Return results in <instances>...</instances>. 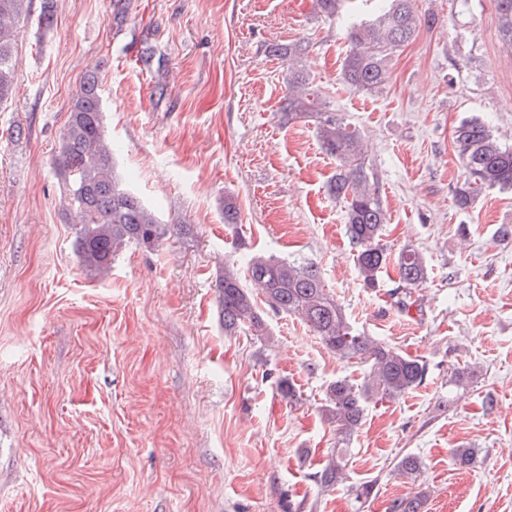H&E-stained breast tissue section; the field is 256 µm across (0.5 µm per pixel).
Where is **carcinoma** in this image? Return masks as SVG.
Wrapping results in <instances>:
<instances>
[{"label": "carcinoma", "instance_id": "carcinoma-1", "mask_svg": "<svg viewBox=\"0 0 512 512\" xmlns=\"http://www.w3.org/2000/svg\"><path fill=\"white\" fill-rule=\"evenodd\" d=\"M379 14L371 21L347 26L348 51L343 60V82L355 91H372L390 79L388 58L414 37L421 18L414 0H378ZM26 12V0H0V103L12 97L18 59L14 44L17 24ZM502 33L512 45V0H497ZM99 77L88 72L69 112L57 159L64 181L67 210L74 215L77 250L88 269L104 273L114 258L131 243L144 248L168 240L183 230L181 224H164L140 199L125 189L117 178L112 146L105 135ZM310 118L315 124L321 149L336 159V173L328 182V192L342 200L346 209L347 234L356 249L359 276L367 288H375L390 260L382 236L387 213L371 173L365 166L358 132L343 118L327 109L320 93L310 86L305 67H293L281 120L291 124ZM453 144L467 174L457 187L453 203L465 209L484 191L512 189V148L501 144L489 126L470 119L456 127ZM399 287L403 296L397 303L407 307V297L428 277L427 262L416 249L401 251L396 259ZM224 335L247 331L259 340L271 339L260 314L256 296L277 312L306 324L323 345L341 357L368 365L360 384L347 378L326 389L322 413L337 430L349 436L363 420L366 403L372 398L395 399L420 386L427 375V364L403 354L388 344L353 328L341 306L330 295L318 268L312 262L253 257L247 275L224 266L216 280ZM422 461L415 455L403 456L397 469L416 479ZM347 461L331 454L315 480L328 490L347 480ZM427 491L402 499L394 512H423Z\"/></svg>", "mask_w": 512, "mask_h": 512}]
</instances>
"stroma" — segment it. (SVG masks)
Returning <instances> with one entry per match:
<instances>
[{
  "instance_id": "stroma-1",
  "label": "stroma",
  "mask_w": 512,
  "mask_h": 512,
  "mask_svg": "<svg viewBox=\"0 0 512 512\" xmlns=\"http://www.w3.org/2000/svg\"><path fill=\"white\" fill-rule=\"evenodd\" d=\"M125 7L118 24L112 0H55L45 29L30 0L0 107V512H392L422 489L427 512H512V190L452 202L462 120L512 145L495 0H415L421 23L372 92L341 78L351 16L313 0ZM298 41L313 86L362 136L388 252L427 261L409 311L395 264L364 286L314 125L279 122L288 61L275 50ZM92 69L122 184L163 223L192 227L127 246L104 276L80 262L54 166ZM253 254L315 263L356 329L426 362L423 384L338 433L326 388L362 382L365 365L265 305L272 344L224 333L215 280ZM285 378L300 401L280 394ZM336 448L348 479L325 492L313 474ZM458 448L474 449L470 468ZM408 454L423 462L414 480L397 471Z\"/></svg>"
}]
</instances>
